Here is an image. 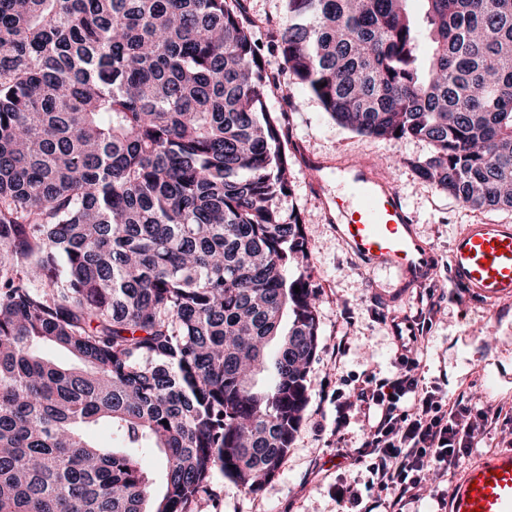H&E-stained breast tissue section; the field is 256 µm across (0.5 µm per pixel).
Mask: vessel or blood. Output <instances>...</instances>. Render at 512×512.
Returning <instances> with one entry per match:
<instances>
[{
    "mask_svg": "<svg viewBox=\"0 0 512 512\" xmlns=\"http://www.w3.org/2000/svg\"><path fill=\"white\" fill-rule=\"evenodd\" d=\"M305 163L318 171L313 188L362 270L384 274L400 289L427 282L435 254L385 171L368 161L333 166L310 154ZM448 275L484 304L512 301V225H465L450 244ZM450 512H512L511 448L465 467Z\"/></svg>",
    "mask_w": 512,
    "mask_h": 512,
    "instance_id": "1",
    "label": "vessel or blood"
}]
</instances>
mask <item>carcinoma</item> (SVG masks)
Returning <instances> with one entry per match:
<instances>
[{
	"label": "carcinoma",
	"mask_w": 512,
	"mask_h": 512,
	"mask_svg": "<svg viewBox=\"0 0 512 512\" xmlns=\"http://www.w3.org/2000/svg\"><path fill=\"white\" fill-rule=\"evenodd\" d=\"M282 2L272 51L336 124L512 210V0H422L425 65L407 0ZM240 3L0 0V512H189L290 448L319 321ZM100 423L157 449L161 490Z\"/></svg>",
	"instance_id": "carcinoma-1"
}]
</instances>
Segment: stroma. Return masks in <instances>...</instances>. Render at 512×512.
I'll return each mask as SVG.
<instances>
[{
    "label": "stroma",
    "mask_w": 512,
    "mask_h": 512,
    "mask_svg": "<svg viewBox=\"0 0 512 512\" xmlns=\"http://www.w3.org/2000/svg\"><path fill=\"white\" fill-rule=\"evenodd\" d=\"M266 59L280 82L270 107L286 114L294 191L285 203L299 208L305 218L319 346L307 377L310 402L276 475L254 493L216 475L199 512H337L336 489L341 485L358 489L367 505L390 497L389 492L370 487L365 468L340 463L334 448L341 443L353 450L364 441L360 424L337 431L336 390L367 372L379 378L391 374L397 352L393 321L428 323L416 353L428 386L452 398L467 392L476 408H484L487 401L479 370L485 366L499 374L498 404L512 407V305L502 311L484 308L448 279V249L465 225L482 220L512 224V212L472 211L439 193L405 164L406 159L427 156L429 145L382 142L342 128L313 98L291 84L275 54H267ZM304 150L331 162L341 157L367 159L376 165L384 159L392 161V180L436 255L434 273L426 285L392 297L384 291L383 277L359 271L312 192L315 175L298 157ZM431 301L436 304L432 310L427 307Z\"/></svg>",
    "instance_id": "1"
}]
</instances>
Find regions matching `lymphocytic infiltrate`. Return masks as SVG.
<instances>
[{"label": "lymphocytic infiltrate", "instance_id": "lymphocytic-infiltrate-1", "mask_svg": "<svg viewBox=\"0 0 512 512\" xmlns=\"http://www.w3.org/2000/svg\"><path fill=\"white\" fill-rule=\"evenodd\" d=\"M501 411L474 409L466 393L449 399L430 390L416 360L400 354L386 378L368 375L347 399L336 403V427L359 420L365 433L361 448L340 447L347 466L366 467L371 486L392 491L387 512H406L422 496L427 474H444L461 456L480 446L497 428Z\"/></svg>", "mask_w": 512, "mask_h": 512}]
</instances>
